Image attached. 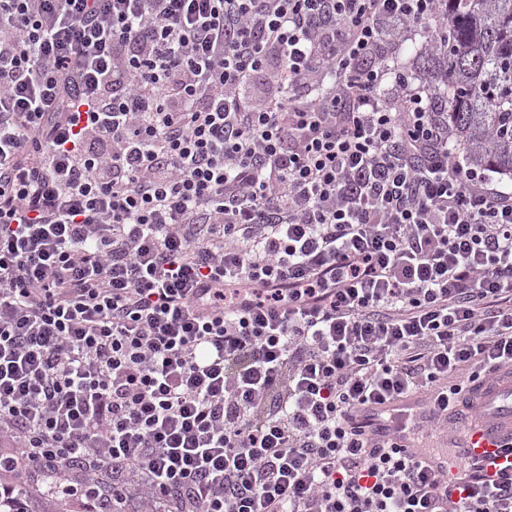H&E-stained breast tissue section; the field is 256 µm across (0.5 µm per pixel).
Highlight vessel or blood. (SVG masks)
<instances>
[{
    "label": "vessel or blood",
    "mask_w": 512,
    "mask_h": 512,
    "mask_svg": "<svg viewBox=\"0 0 512 512\" xmlns=\"http://www.w3.org/2000/svg\"><path fill=\"white\" fill-rule=\"evenodd\" d=\"M482 405L466 404L464 411L448 414V439L458 455L483 458L489 454L512 453V384H500L497 377L477 382Z\"/></svg>",
    "instance_id": "b4317fda"
}]
</instances>
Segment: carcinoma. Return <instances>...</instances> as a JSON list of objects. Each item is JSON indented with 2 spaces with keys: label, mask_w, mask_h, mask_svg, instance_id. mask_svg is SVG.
Wrapping results in <instances>:
<instances>
[{
  "label": "carcinoma",
  "mask_w": 512,
  "mask_h": 512,
  "mask_svg": "<svg viewBox=\"0 0 512 512\" xmlns=\"http://www.w3.org/2000/svg\"><path fill=\"white\" fill-rule=\"evenodd\" d=\"M448 36L426 49L448 147L512 179V0H447Z\"/></svg>",
  "instance_id": "cac0c4a2"
}]
</instances>
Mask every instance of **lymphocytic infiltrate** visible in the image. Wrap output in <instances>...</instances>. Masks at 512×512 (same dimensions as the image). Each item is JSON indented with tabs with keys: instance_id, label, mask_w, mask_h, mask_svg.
<instances>
[{
	"instance_id": "f902f5d3",
	"label": "lymphocytic infiltrate",
	"mask_w": 512,
	"mask_h": 512,
	"mask_svg": "<svg viewBox=\"0 0 512 512\" xmlns=\"http://www.w3.org/2000/svg\"><path fill=\"white\" fill-rule=\"evenodd\" d=\"M442 2L0 0V496L512 512L374 438L512 366V187L382 55Z\"/></svg>"
}]
</instances>
